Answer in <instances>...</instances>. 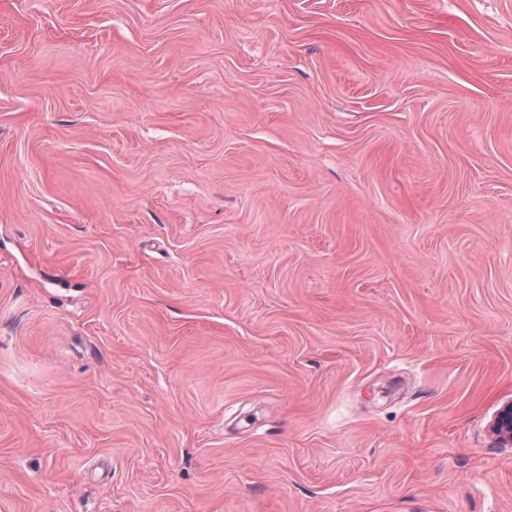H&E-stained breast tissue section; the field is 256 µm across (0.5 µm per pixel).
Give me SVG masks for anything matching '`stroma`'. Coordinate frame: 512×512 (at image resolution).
Returning a JSON list of instances; mask_svg holds the SVG:
<instances>
[{
    "mask_svg": "<svg viewBox=\"0 0 512 512\" xmlns=\"http://www.w3.org/2000/svg\"><path fill=\"white\" fill-rule=\"evenodd\" d=\"M512 0H0V512H512ZM490 428L502 441L512 443V402L498 411L490 424Z\"/></svg>",
    "mask_w": 512,
    "mask_h": 512,
    "instance_id": "1",
    "label": "stroma"
}]
</instances>
